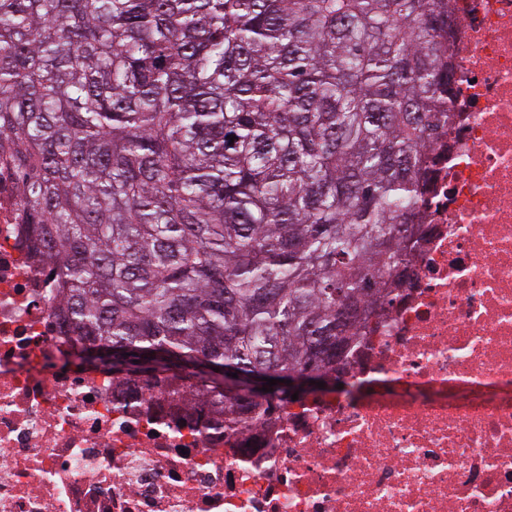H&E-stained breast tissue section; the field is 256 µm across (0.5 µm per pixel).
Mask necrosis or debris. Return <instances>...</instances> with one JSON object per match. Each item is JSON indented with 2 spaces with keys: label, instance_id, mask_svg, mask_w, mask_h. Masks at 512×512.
I'll use <instances>...</instances> for the list:
<instances>
[{
  "label": "necrosis or debris",
  "instance_id": "obj_1",
  "mask_svg": "<svg viewBox=\"0 0 512 512\" xmlns=\"http://www.w3.org/2000/svg\"><path fill=\"white\" fill-rule=\"evenodd\" d=\"M414 275L340 390L236 433L74 360L0 185V512H512V0H453Z\"/></svg>",
  "mask_w": 512,
  "mask_h": 512
}]
</instances>
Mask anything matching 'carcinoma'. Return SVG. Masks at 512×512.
I'll return each mask as SVG.
<instances>
[{
  "label": "carcinoma",
  "mask_w": 512,
  "mask_h": 512,
  "mask_svg": "<svg viewBox=\"0 0 512 512\" xmlns=\"http://www.w3.org/2000/svg\"><path fill=\"white\" fill-rule=\"evenodd\" d=\"M451 17L450 0H0V169L70 335L162 354L125 373L226 431L283 396L244 401L200 364L342 375L427 236Z\"/></svg>",
  "instance_id": "cac0c4a2"
}]
</instances>
